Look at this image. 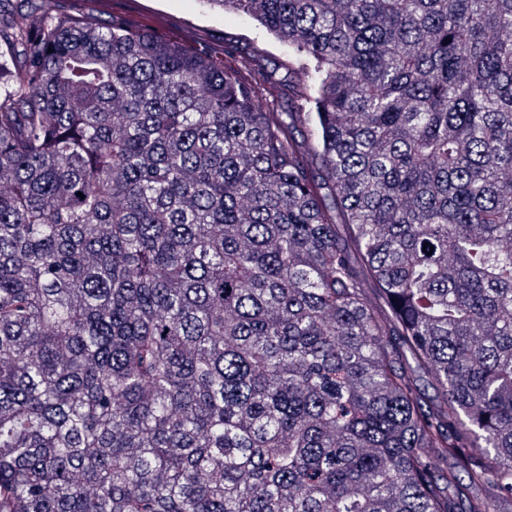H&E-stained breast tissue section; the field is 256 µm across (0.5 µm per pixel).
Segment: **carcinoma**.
Wrapping results in <instances>:
<instances>
[{"label": "carcinoma", "instance_id": "carcinoma-1", "mask_svg": "<svg viewBox=\"0 0 512 512\" xmlns=\"http://www.w3.org/2000/svg\"><path fill=\"white\" fill-rule=\"evenodd\" d=\"M82 2L0 51V512H504L512 0ZM206 0H112V9L134 20L161 17L168 34L182 37L187 46L205 49L224 42V33L245 35L264 43L280 59H288L289 48L278 43L257 23L242 14L224 13ZM119 4V8L116 6Z\"/></svg>", "mask_w": 512, "mask_h": 512}]
</instances>
